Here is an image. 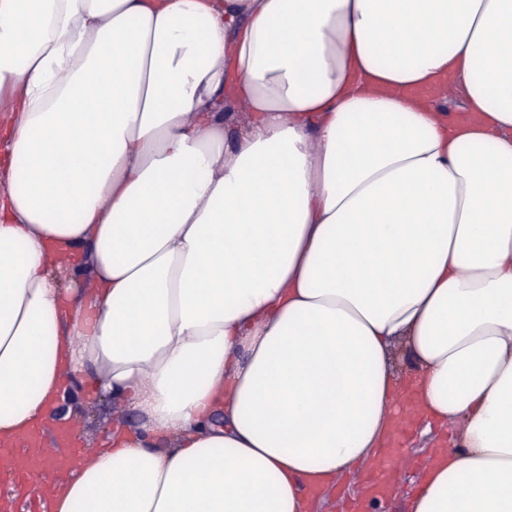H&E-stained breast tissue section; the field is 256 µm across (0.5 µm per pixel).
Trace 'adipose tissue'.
Segmentation results:
<instances>
[{
	"instance_id": "adipose-tissue-1",
	"label": "adipose tissue",
	"mask_w": 512,
	"mask_h": 512,
	"mask_svg": "<svg viewBox=\"0 0 512 512\" xmlns=\"http://www.w3.org/2000/svg\"><path fill=\"white\" fill-rule=\"evenodd\" d=\"M0 112V442L119 408L51 512H310L415 419L406 512H512V0H0ZM69 414L70 426L84 445L100 443L107 435L112 418V400L93 395L90 391L78 390L70 393L55 411L57 415ZM75 424V425H73Z\"/></svg>"
}]
</instances>
